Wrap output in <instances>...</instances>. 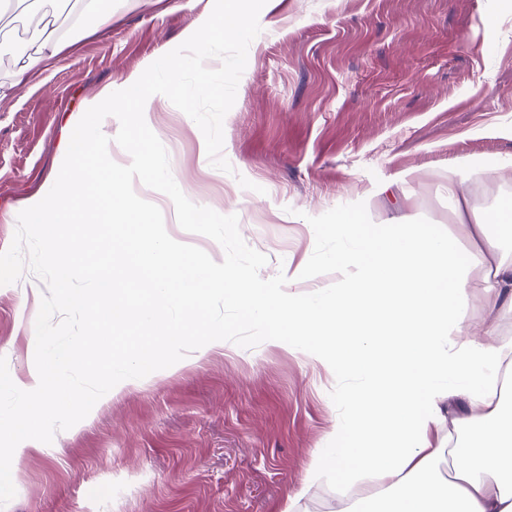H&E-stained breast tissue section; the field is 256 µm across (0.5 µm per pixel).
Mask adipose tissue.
Listing matches in <instances>:
<instances>
[{"instance_id":"1","label":"adipose tissue","mask_w":512,"mask_h":512,"mask_svg":"<svg viewBox=\"0 0 512 512\" xmlns=\"http://www.w3.org/2000/svg\"><path fill=\"white\" fill-rule=\"evenodd\" d=\"M57 2L0 0V16L22 10L39 32L37 45L16 46L24 62L11 83H0V100L70 47V39L54 27ZM70 167L74 184H62L54 200L34 201L28 217L46 227L43 244L60 256L59 299L83 309L94 330L77 343L52 347L30 382L19 383L24 406L12 428V446L0 448V458L14 460L39 447L36 424L45 416L86 409L81 389L62 396L61 375L77 365H98L96 352L109 322L130 318L146 327L160 322L173 306L181 317L169 328L171 343L191 346L204 336L209 345H223V328L202 326L208 294L221 287L239 310L267 329L273 343H287L289 349L334 363L339 373L358 377V385L341 398L344 413L336 435L342 445L321 449L308 475L313 482L335 469L351 483L373 476L380 492L364 496L346 512H377L385 503L390 512H512V411L505 409L496 388L503 362L512 363V346L496 341L500 315L512 312V255L488 232L490 225L512 224V194L498 195L477 211L458 192L464 183L485 181L487 166L466 157L449 164L451 230L405 224L397 217L385 224L337 217L331 230L338 247L327 260L341 272V283L303 302L285 300L254 279L226 273L146 234L138 217L126 213L128 171L114 168L99 146L87 142L72 148ZM90 202L104 219L124 215L121 259L145 298L134 313L114 302L111 271L97 270L94 293L70 286L87 266L77 234L89 221ZM463 239L484 259L479 280L471 279L459 256ZM476 287L488 318L479 335L452 341L449 331L464 328ZM448 402L467 404L470 411L461 425L480 432L473 446L458 449L454 479L443 482L434 471L441 451L432 446L429 433Z\"/></svg>"}]
</instances>
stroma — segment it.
Segmentation results:
<instances>
[{"label":"stroma","mask_w":512,"mask_h":512,"mask_svg":"<svg viewBox=\"0 0 512 512\" xmlns=\"http://www.w3.org/2000/svg\"><path fill=\"white\" fill-rule=\"evenodd\" d=\"M213 5L112 0L111 30L88 37L93 15L71 0L62 23L74 47L0 102V378L27 380L43 360V336L72 344L91 327L56 297V257L41 225L27 221L28 203L55 195L91 99L183 43ZM259 23L223 123L231 172L210 164L201 130L167 97L154 98L145 121L184 195L237 215L246 244L268 258L262 278L290 271L292 294L335 287L341 275L323 261L336 248L329 223L365 202L364 223H383L397 194L379 188L402 171L418 175L404 210L410 224H447L456 156L494 165L487 182L464 186L474 205L512 193V0H267ZM134 190L159 207L174 240L223 260L216 241L180 227L166 194L140 182ZM107 231L82 228L92 263L73 288L90 287L91 269L114 266ZM204 319L224 327L223 346L204 353L170 345L162 322L145 333L112 327L102 362L147 346L152 364L83 419L38 422L41 447L15 464L0 512H325L327 497L344 491L335 472L303 497L295 491L336 442L346 380L333 364L271 343L225 305L223 289L210 294ZM461 415L449 405L430 434L444 481L451 446L469 441Z\"/></svg>","instance_id":"1"}]
</instances>
